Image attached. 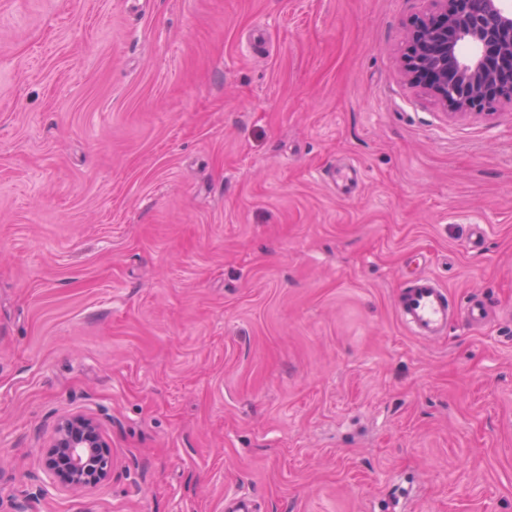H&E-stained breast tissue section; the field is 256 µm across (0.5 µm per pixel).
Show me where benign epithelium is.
<instances>
[{
	"instance_id": "1",
	"label": "benign epithelium",
	"mask_w": 512,
	"mask_h": 512,
	"mask_svg": "<svg viewBox=\"0 0 512 512\" xmlns=\"http://www.w3.org/2000/svg\"><path fill=\"white\" fill-rule=\"evenodd\" d=\"M432 9L409 24L402 72L447 114L512 105V7L505 0H430ZM475 52L465 57L462 44ZM112 454L97 419H62L37 458L49 484L80 494L108 480Z\"/></svg>"
}]
</instances>
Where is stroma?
<instances>
[{
    "instance_id": "35a3bbf8",
    "label": "stroma",
    "mask_w": 512,
    "mask_h": 512,
    "mask_svg": "<svg viewBox=\"0 0 512 512\" xmlns=\"http://www.w3.org/2000/svg\"><path fill=\"white\" fill-rule=\"evenodd\" d=\"M426 6L0 0V499L512 512V321L426 341L393 305L421 254L512 309V107L404 81ZM78 412L112 474L42 489Z\"/></svg>"
}]
</instances>
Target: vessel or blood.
I'll return each instance as SVG.
<instances>
[{
    "label": "vessel or blood",
    "instance_id": "obj_1",
    "mask_svg": "<svg viewBox=\"0 0 512 512\" xmlns=\"http://www.w3.org/2000/svg\"><path fill=\"white\" fill-rule=\"evenodd\" d=\"M395 309L410 333L422 339L440 338L448 333L451 319H463L472 329H483L490 317L506 319L505 311H493L483 298H472L461 308L451 304L447 289L431 274L410 273L396 297Z\"/></svg>",
    "mask_w": 512,
    "mask_h": 512
}]
</instances>
